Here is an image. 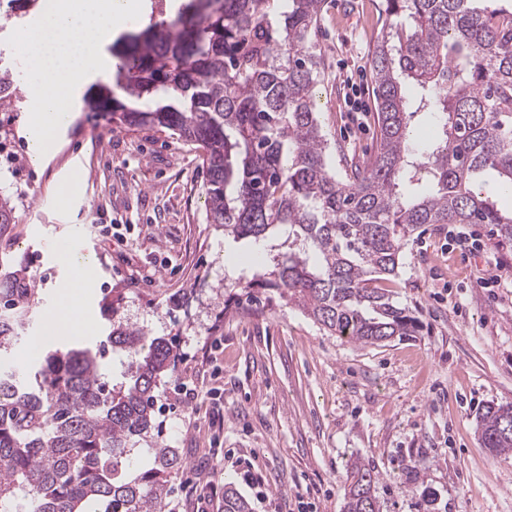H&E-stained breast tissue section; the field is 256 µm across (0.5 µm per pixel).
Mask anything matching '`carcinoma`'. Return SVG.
I'll return each mask as SVG.
<instances>
[{"label":"carcinoma","instance_id":"carcinoma-1","mask_svg":"<svg viewBox=\"0 0 512 512\" xmlns=\"http://www.w3.org/2000/svg\"><path fill=\"white\" fill-rule=\"evenodd\" d=\"M324 0H184L175 18L151 21L112 45L114 80L84 103L119 125L162 127L203 149L206 222L234 241L288 230L271 270L240 276L224 309L273 290L350 342L410 340L421 324L378 284L398 275L407 241L426 224H486L512 241L505 212L475 183L512 192V3L384 0L388 23L371 54L376 152L338 177L327 161L313 89ZM15 71L0 69V101L13 102ZM436 135L418 149L411 122ZM16 207L0 192V228ZM38 288L0 262V350L29 325ZM112 350L127 381L104 380L103 349H53L30 368L0 371V512L17 493L24 512H166L181 459L155 439L156 390L173 345L112 322ZM480 444L512 452V403L478 414ZM149 465L133 474L130 459ZM382 475L347 468L344 512H381ZM224 512H252L232 485Z\"/></svg>","mask_w":512,"mask_h":512}]
</instances>
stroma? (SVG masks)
I'll return each instance as SVG.
<instances>
[{"label": "stroma", "mask_w": 512, "mask_h": 512, "mask_svg": "<svg viewBox=\"0 0 512 512\" xmlns=\"http://www.w3.org/2000/svg\"><path fill=\"white\" fill-rule=\"evenodd\" d=\"M380 0H325L314 88L328 163L366 159L376 146L370 54L385 25ZM76 120L52 156L33 162L27 108L0 112V190L16 221L0 257L39 289L36 333L64 277L51 246L95 255L98 286L84 342H107L113 319L174 339L180 356L157 395L165 445L183 462L169 504L188 486L232 484L253 512H342L346 468L359 458L384 476L383 512H512V454L481 447L476 417L512 403V241L472 253L452 242L472 225L429 226L401 253L390 287L420 319L410 341L360 345L331 335L279 298L224 309V281L246 272L253 247L205 220V175L194 145L161 128L113 124L75 102ZM74 189L58 207L55 188ZM499 287H485L492 274ZM198 383L199 413L175 388ZM264 480L256 501L243 473Z\"/></svg>", "instance_id": "stroma-1"}]
</instances>
